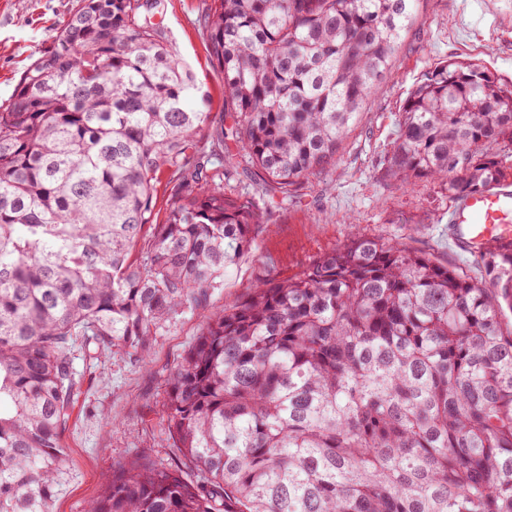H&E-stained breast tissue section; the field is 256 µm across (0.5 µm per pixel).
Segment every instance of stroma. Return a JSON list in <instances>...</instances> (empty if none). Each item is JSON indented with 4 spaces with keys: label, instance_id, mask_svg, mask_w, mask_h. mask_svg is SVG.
<instances>
[{
    "label": "stroma",
    "instance_id": "stroma-1",
    "mask_svg": "<svg viewBox=\"0 0 512 512\" xmlns=\"http://www.w3.org/2000/svg\"><path fill=\"white\" fill-rule=\"evenodd\" d=\"M201 0H169L167 36L191 68L213 112L224 109V88L197 24ZM76 0H0V105L6 103L30 55L52 44ZM475 59L512 82V0H420L394 66L360 122L344 140L336 164L304 179L287 204L261 226L253 250L211 293L214 305H234L269 271L284 278L339 246L356 218L361 233L398 241L437 262L480 279L473 256L448 243L449 201L434 184L395 190L381 180L397 122L413 85L438 62ZM204 309L173 315L148 346L151 370H142L127 350L76 349L80 382L71 425L63 440L73 479L55 502V512H84L103 476L141 451L164 458L169 442L162 419L170 373L204 319Z\"/></svg>",
    "mask_w": 512,
    "mask_h": 512
}]
</instances>
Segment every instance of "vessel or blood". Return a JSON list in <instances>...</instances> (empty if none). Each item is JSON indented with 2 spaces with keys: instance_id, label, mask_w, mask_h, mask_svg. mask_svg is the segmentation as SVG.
<instances>
[{
  "instance_id": "vessel-or-blood-1",
  "label": "vessel or blood",
  "mask_w": 512,
  "mask_h": 512,
  "mask_svg": "<svg viewBox=\"0 0 512 512\" xmlns=\"http://www.w3.org/2000/svg\"><path fill=\"white\" fill-rule=\"evenodd\" d=\"M447 224L449 241L470 255L500 238H512V185L457 199L448 209Z\"/></svg>"
}]
</instances>
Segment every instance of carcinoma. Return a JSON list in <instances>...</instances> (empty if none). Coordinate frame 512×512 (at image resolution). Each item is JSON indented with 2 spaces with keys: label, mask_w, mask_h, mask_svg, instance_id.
Masks as SVG:
<instances>
[{
  "label": "carcinoma",
  "mask_w": 512,
  "mask_h": 512,
  "mask_svg": "<svg viewBox=\"0 0 512 512\" xmlns=\"http://www.w3.org/2000/svg\"><path fill=\"white\" fill-rule=\"evenodd\" d=\"M418 0H203L224 111L166 39L167 0H79L0 105V512L71 479L72 353L209 308L169 378L172 462L136 455L85 512H512V240L481 280L351 232L208 307L288 193L336 155ZM229 141L274 194L224 196ZM385 176L452 201L512 180V84L476 60L414 85ZM168 196L159 206L157 185Z\"/></svg>",
  "instance_id": "1"
}]
</instances>
